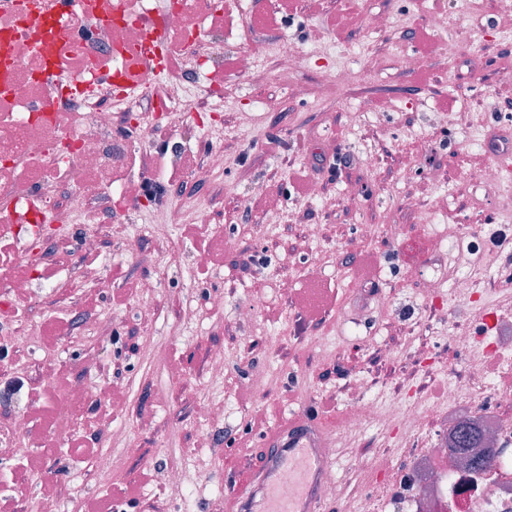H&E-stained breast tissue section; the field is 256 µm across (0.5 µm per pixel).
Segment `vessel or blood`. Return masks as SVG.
I'll return each instance as SVG.
<instances>
[{
  "mask_svg": "<svg viewBox=\"0 0 512 512\" xmlns=\"http://www.w3.org/2000/svg\"><path fill=\"white\" fill-rule=\"evenodd\" d=\"M165 42L159 23L145 27L142 39L132 44V62L151 63L152 50ZM331 441L309 413L282 418L267 433L261 467L243 487L225 495L224 512H323L320 484L330 466L323 450Z\"/></svg>",
  "mask_w": 512,
  "mask_h": 512,
  "instance_id": "obj_1",
  "label": "vessel or blood"
}]
</instances>
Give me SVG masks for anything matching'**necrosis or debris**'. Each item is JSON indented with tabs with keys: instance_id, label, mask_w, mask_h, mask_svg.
I'll list each match as a JSON object with an SVG mask.
<instances>
[{
	"instance_id": "4bbe7bcc",
	"label": "necrosis or debris",
	"mask_w": 512,
	"mask_h": 512,
	"mask_svg": "<svg viewBox=\"0 0 512 512\" xmlns=\"http://www.w3.org/2000/svg\"><path fill=\"white\" fill-rule=\"evenodd\" d=\"M107 19L97 20L91 8L59 18L55 0H0V367L7 368L0 389H25L29 371L15 356L41 345L40 331L28 315L31 288L41 285L48 265L58 267L50 289L67 303L69 289L103 288L95 273L76 274L72 265L56 263L52 245L77 242L80 252L98 251L90 224L112 222V184L138 147L149 143L162 123L174 124V146H187V120L197 117L201 98L223 105L233 89L205 85L201 65L224 55L215 38L214 21L237 11L245 37L238 67L257 72L269 61L288 70L301 58V47L285 38L255 39L249 22V0H112ZM161 14L162 24L181 63L168 68L146 67L136 74L141 88L153 91L158 108L143 107L119 79L100 81L105 66L121 69L131 27L143 17ZM83 38H75L77 30ZM122 237L145 236L164 244L162 269L180 266L184 245L172 231L166 213L142 225L117 226ZM481 240L496 254L512 248V209L500 208L495 224H468L457 218L447 231L435 233L427 252L442 270L425 278L422 303L431 308L470 307L485 299L487 283L497 281L490 264L460 259L463 243ZM465 352L467 372L442 371L437 396L423 401L367 398L368 385L358 380L360 398L335 420L340 436L374 427L421 421L428 425L425 441H411L403 466L388 465L387 494L382 512H512V305L493 310L481 332L470 322L451 327ZM485 405L476 413L494 433L486 448L472 456L488 459L483 469L448 465L447 442L455 427L473 414L471 397ZM30 418L13 408L0 419V461L30 455ZM106 447L92 469L100 487L112 482L114 463L133 451V432L108 433Z\"/></svg>"
}]
</instances>
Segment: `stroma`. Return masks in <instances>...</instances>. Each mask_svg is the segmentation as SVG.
Returning a JSON list of instances; mask_svg holds the SVG:
<instances>
[{"label": "stroma", "instance_id": "35a3bbf8", "mask_svg": "<svg viewBox=\"0 0 512 512\" xmlns=\"http://www.w3.org/2000/svg\"><path fill=\"white\" fill-rule=\"evenodd\" d=\"M451 5L452 0H285L281 5L253 0L258 37L271 42L284 36L311 50L305 64L292 72L293 80L318 86L328 66L326 57L313 52L322 39L343 48L372 42L382 67L370 75L363 57L351 58L350 87L325 93L323 106L317 107L310 99L288 95L277 68L241 72L236 47L227 46L223 75L236 87L240 107L256 109L257 115L248 134L225 136L222 180L195 182L189 163L208 150L205 129L212 122L237 126L239 116L233 111L214 120L202 116L186 153H159L169 138L166 129H159L142 153L119 169V181L130 180L133 171L144 167L165 186L174 232L186 245L184 261L177 269L159 272L155 244L136 240L129 258L109 262L111 235L102 233L96 266L109 285L73 294L70 302L79 311L100 314L105 326L78 337L73 325L60 319L54 295L34 289L38 306L31 318L41 328L44 345L19 355L34 385L27 401L34 447L27 458L0 469V483L9 486L0 493V512H34L46 499L68 512L72 498L88 505L103 496L119 512H165L171 496L164 481V436L177 428L186 447L196 446L202 430L194 405L202 396L227 405L230 413L222 424L221 445L202 449L194 462L205 472L207 489H187L184 512H214L220 493L246 480L264 452L256 436L248 437V447L233 445L257 415L270 425L297 410L332 418L344 409L349 387L361 375L374 388L405 401L429 397L436 385L425 372L430 357L451 360L454 371L464 374L448 339L453 312L424 309L417 295L419 273L431 271V262L408 260L404 247L433 234V227L420 223L419 213L435 206L444 186L450 191L449 216L466 215L474 224L493 222L494 198L462 181L481 155L470 148L471 128L452 115L469 103L486 127L512 123L504 103L512 98V40L499 34L500 0H481L478 22L452 15L448 26L452 33L467 31L462 53L477 57L480 71L472 75L448 65L428 15L449 11ZM370 13L394 15L400 22L373 35L365 23ZM404 52L418 57L419 66L404 69ZM360 95L383 97L391 105L352 132L344 104ZM323 140L350 156L352 166L333 174L309 171ZM368 153L378 157L376 169L366 168ZM433 169L439 173L435 182L428 178ZM257 183L263 184V194L253 192ZM313 185L321 189V202L310 197ZM190 199L209 207L213 228L191 225L183 212ZM273 200L283 207V223L264 227L256 238L243 233V226L260 223ZM306 209L312 220L297 223L298 211ZM375 224L397 225L396 237L371 235ZM242 250L256 260L255 274L246 279L227 261ZM202 255L207 265L199 264ZM349 278L377 282L390 294V305L361 312L359 299L345 285ZM145 281L158 285L156 306L148 314L133 301ZM262 287L268 299L256 324L239 321L238 307ZM218 293L224 300L214 317L200 326L184 324L185 305L212 310ZM335 323L342 337L334 354L304 347V337L321 335ZM145 325L163 346L168 370L146 373L141 353L127 339L128 327ZM411 325L417 328L412 349L405 344ZM368 336L378 337L380 347L366 349ZM218 349L225 354L224 375L215 379L208 364ZM266 371L276 378L268 390L257 391L253 380ZM87 384L107 394L125 393L127 399L115 404L107 398L94 405L77 400L78 389ZM58 398L73 402L75 435L55 429L53 402ZM123 427L134 429L137 449L122 460L111 485L100 489L87 465V451L97 437ZM404 436L398 427L383 434L368 430L356 437L352 454L375 462L383 449L402 452ZM78 439L84 450L75 447Z\"/></svg>", "mask_w": 512, "mask_h": 512}]
</instances>
